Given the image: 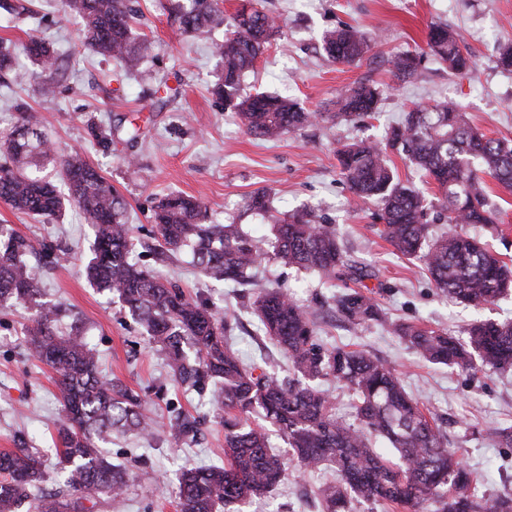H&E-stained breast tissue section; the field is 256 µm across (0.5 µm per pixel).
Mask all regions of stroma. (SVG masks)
I'll list each match as a JSON object with an SVG mask.
<instances>
[{"label": "stroma", "instance_id": "1", "mask_svg": "<svg viewBox=\"0 0 512 512\" xmlns=\"http://www.w3.org/2000/svg\"><path fill=\"white\" fill-rule=\"evenodd\" d=\"M138 3L134 28L156 49L151 59L128 74L84 46L79 20L64 16L59 0H30L29 9L40 16L36 22L0 9V46L9 48L16 60L13 71L0 74V127L18 123L17 104H28L51 131L59 155L77 152L98 167L128 202L136 243L133 256L141 265L168 278L186 295L207 297L220 309L234 308L239 316L234 328L238 354L283 372L284 357L260 331L247 311L248 298L238 288L202 280L188 254L159 263L147 247L153 209L171 192L202 198L219 223L269 235L267 221L244 208L252 192L265 189L279 211L311 209L335 226L351 259L374 271L366 282L367 293L379 304L385 321L456 331L471 321L470 308L444 296L417 262L379 237L377 211L353 196L340 175L337 152L356 140L381 139L409 108L445 98L455 101L487 136L512 140V72L496 65L500 43L512 40V0H255L258 8L278 17L281 29L244 75V93H278L309 111L332 112L339 94L363 75H372L382 91L375 118L356 125L317 124L277 141L249 135L212 93L220 67L209 45L223 39L224 28L189 37L167 10V0ZM434 24L462 32L474 55V71L454 74L429 57L416 81L394 80L390 60L407 49H424ZM344 25L372 39L360 65L332 63L324 56L323 31ZM33 37L51 43L69 62V78L55 98H42L31 76L33 66L23 46ZM117 117L140 127L135 147L116 143L106 149L93 139L91 124L105 125ZM486 189L497 209L494 224L480 234L512 263V191L491 179ZM0 224L33 242L53 243L52 263L35 256L28 262L46 297L83 321L104 377L141 394L152 416L163 417L175 406L200 419L201 434L191 444L160 434L150 440L116 436L107 446L113 463L126 466L132 475L117 512H175L161 482L185 464L224 462V429L213 417L207 394L175 387L140 326L107 293L89 285L84 265L90 234L78 207L67 208L60 223L42 224L0 201ZM262 278L264 284L285 288L299 303L317 310L324 343L364 349L395 368L406 390L438 417L449 445L478 477L480 490L512 493V448L499 445L493 435L495 428L512 425V370L474 374L424 364L386 330L385 321L367 327L344 322L333 302L343 283L326 286L311 273L276 264L267 265ZM27 318L23 307L0 309V449L12 447L16 434H27L52 473L58 462V390L53 373L27 356ZM329 476L325 468L295 474L267 496L242 505L240 512H317L314 492Z\"/></svg>", "mask_w": 512, "mask_h": 512}]
</instances>
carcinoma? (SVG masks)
Here are the masks:
<instances>
[{
    "instance_id": "cac0c4a2",
    "label": "carcinoma",
    "mask_w": 512,
    "mask_h": 512,
    "mask_svg": "<svg viewBox=\"0 0 512 512\" xmlns=\"http://www.w3.org/2000/svg\"><path fill=\"white\" fill-rule=\"evenodd\" d=\"M136 0H61L64 14L84 24V44L124 70L152 57L153 43L133 31ZM184 34L200 35L225 27L224 40L212 44L222 65L213 94L238 114L245 129L264 140L319 123L353 122L378 113L381 91L365 75L337 101L336 112H310L279 94L240 98L243 76L264 53L278 26L253 3L224 15L218 0H176L170 8ZM428 53L448 71H471L474 61L464 39L444 25L430 27ZM322 49L332 63H357L368 51L352 27L323 33ZM25 52L37 71L39 90L52 96L65 78L63 58L45 41L30 40ZM424 53L404 51L392 60L394 77L416 80ZM21 123L0 131V201L44 224L58 222L77 205L90 225L93 243L85 266L88 281L116 297L138 322L170 380L181 387L209 389V403L224 426V465L183 467L177 476L176 512H231L260 499L295 471L328 465L335 476L316 493L319 512H349L363 501L385 512H512V497L476 490L477 480L448 447L435 416L425 412L402 386L396 370L368 352L327 346L318 339L317 314L298 305L279 288L261 287L256 270L265 261L318 274L356 287L335 298L336 311L351 325L382 321L381 309L358 284L376 277L347 258L336 228L312 210L283 218L262 189L247 207L272 224V237H257L238 224H215L195 196L170 194L155 212V257L186 250L204 279L256 288L251 313L288 361V375L245 363L231 332L235 314L221 315L210 301L188 298L173 283L132 259L133 228L127 202L99 170L75 153L59 161L49 132L35 128L29 106L18 107ZM105 149L115 140L132 146L139 129L123 119L91 126ZM396 149L441 197L429 202L403 182L387 159ZM340 173L353 194L381 205L380 235L409 259L421 262L436 288L477 310L512 289V266L466 226L493 223L483 176L512 190V143L474 128L457 105L440 101L415 106L390 127L384 142L360 141L339 151ZM445 213L448 231L434 236L426 211ZM35 246L0 225V308L23 304L32 310L25 330L29 356L55 374L62 423L58 428L60 480L45 486L39 453L26 437L0 452V512L22 503L30 512H96L119 499L128 486L127 470L103 454L112 433L192 441L197 422L178 409L160 424L143 412L142 396L118 380L105 378L89 346L87 329L68 309L44 299L26 256ZM390 332L424 362L473 372L512 369V322L477 318L459 332L422 323H391ZM334 379L351 396L354 421L339 414L321 388ZM260 414L285 438L291 458L273 451L268 429L250 418ZM392 449L387 455L379 442Z\"/></svg>"
}]
</instances>
